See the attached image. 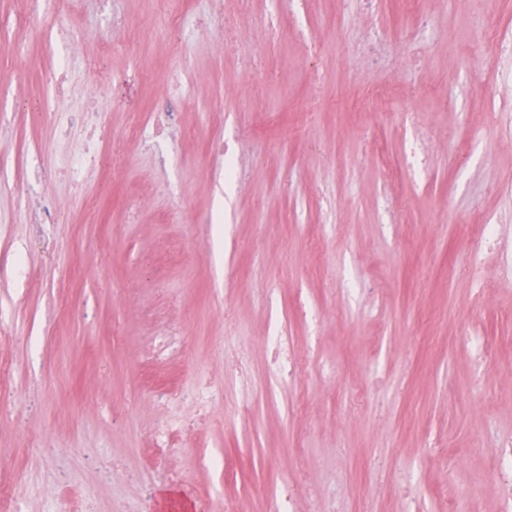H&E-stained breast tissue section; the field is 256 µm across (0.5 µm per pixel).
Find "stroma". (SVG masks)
Instances as JSON below:
<instances>
[{"instance_id":"obj_1","label":"stroma","mask_w":512,"mask_h":512,"mask_svg":"<svg viewBox=\"0 0 512 512\" xmlns=\"http://www.w3.org/2000/svg\"><path fill=\"white\" fill-rule=\"evenodd\" d=\"M471 0H191L169 73L153 0H73L84 34L68 115L97 76L104 164L82 191L55 176L74 148L46 111L67 26L0 0V497L21 512H222L257 485L294 512H504L512 439V43L467 51ZM411 88L362 111L370 87ZM181 134L126 144L155 108ZM424 138L429 176L404 146ZM234 148L238 169L209 143ZM96 197L90 223L81 195ZM42 212L27 224L24 205ZM184 221L163 219L172 205ZM477 272L449 276L487 218ZM183 327L191 359L162 350ZM291 338L296 377L265 339ZM192 371L209 385L181 387ZM249 394L248 411L224 410ZM166 439H157L158 429ZM222 456V467L211 466Z\"/></svg>"}]
</instances>
